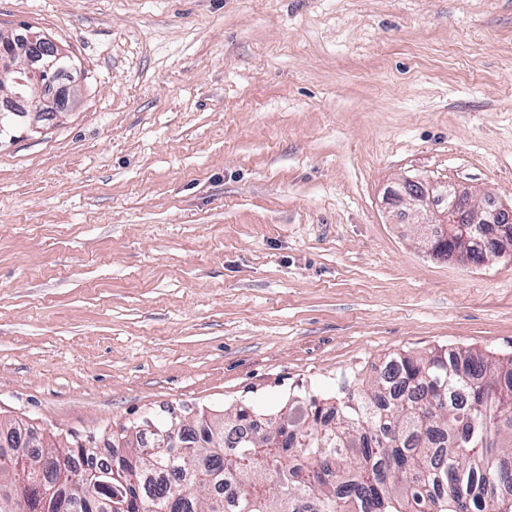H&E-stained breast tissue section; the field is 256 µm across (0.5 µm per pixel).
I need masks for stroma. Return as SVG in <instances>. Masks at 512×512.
<instances>
[{
    "instance_id": "stroma-1",
    "label": "stroma",
    "mask_w": 512,
    "mask_h": 512,
    "mask_svg": "<svg viewBox=\"0 0 512 512\" xmlns=\"http://www.w3.org/2000/svg\"><path fill=\"white\" fill-rule=\"evenodd\" d=\"M79 90L0 135V416L276 417L392 352L512 354V259L391 188L512 205V0H0ZM468 235L473 237L472 241H470V243H469L471 246L469 254L474 260H476L480 263L474 262V261L470 260L469 258H467L466 252H467L469 239L464 234L462 235L461 239L455 241V243H454L455 245H454V247H452V249H450L448 247V240L445 242L444 245H445L446 253L448 255V260H453L455 262H458L461 264H467V265H481V264H483L481 261H485L488 258V256H491V255H489V250L484 247V245L486 243H484L482 245L475 240V238L479 237V233H478L477 229H475V230L469 229Z\"/></svg>"
}]
</instances>
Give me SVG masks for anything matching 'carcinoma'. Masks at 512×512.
Listing matches in <instances>:
<instances>
[{"label":"carcinoma","mask_w":512,"mask_h":512,"mask_svg":"<svg viewBox=\"0 0 512 512\" xmlns=\"http://www.w3.org/2000/svg\"><path fill=\"white\" fill-rule=\"evenodd\" d=\"M203 442L192 448H127L112 480L124 512H512V357L435 347L392 353L378 373L342 397L293 398L275 429L254 432L250 414H199ZM29 452L22 473L0 460V512L8 490L26 483L27 512H54L45 494L69 491L61 512H91L69 473L99 462L93 449ZM237 489L224 501V486Z\"/></svg>","instance_id":"carcinoma-1"}]
</instances>
